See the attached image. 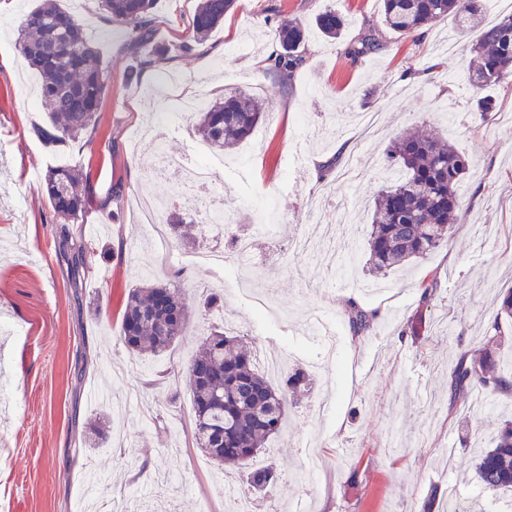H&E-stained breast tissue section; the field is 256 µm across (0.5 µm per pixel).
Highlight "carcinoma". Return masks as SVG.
Wrapping results in <instances>:
<instances>
[{"mask_svg":"<svg viewBox=\"0 0 512 512\" xmlns=\"http://www.w3.org/2000/svg\"><path fill=\"white\" fill-rule=\"evenodd\" d=\"M108 22L125 27L134 41L150 40L156 0H97ZM382 27H368L347 48L353 59L376 54L385 47L386 34L408 37L441 19L450 18L460 37L468 40L469 80L478 88L499 85L512 78V13L488 22L482 0H379ZM237 0H200L190 35L181 48L206 44ZM314 26L327 38L342 35L345 19L336 10L316 15ZM279 49L268 58V70L291 80L306 63L307 32L288 22L275 33ZM20 52L39 78L40 90L50 106L45 125L35 127L46 145L60 146L82 136L93 139L95 114L107 91L103 56L84 34L62 0H39L22 15ZM165 53L156 50L135 57L139 70L157 66ZM263 103L253 94L212 98L191 113L201 140L224 152L249 137L261 122ZM386 168L395 176L385 180L374 200L367 240L368 263L385 275L414 259H424L449 241L461 223L459 189L469 171L467 157L437 135L406 131L386 151ZM80 169L60 165L48 170L45 190L55 217L76 221L87 202L77 191ZM223 308L211 294L189 301L182 289L157 278L129 289L122 318L121 339L132 352L156 356L169 349L184 333L194 312L213 313ZM354 335L369 332L378 311L355 301L347 304ZM512 319V289L499 295L496 320L487 328L484 346L470 356L462 354L450 368L449 393L455 397L478 391L492 403L512 394V357L501 355L507 340L502 319ZM312 381V374L297 369L281 381H272L244 350L238 337L217 326L203 339L185 370V386L192 402V441L219 465L237 466L246 473L254 491L274 481L270 467L251 462L283 428L288 406ZM475 477L486 490L512 492V423L500 427L490 446L477 450Z\"/></svg>","mask_w":512,"mask_h":512,"instance_id":"1","label":"carcinoma"}]
</instances>
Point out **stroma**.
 <instances>
[{
    "label": "stroma",
    "mask_w": 512,
    "mask_h": 512,
    "mask_svg": "<svg viewBox=\"0 0 512 512\" xmlns=\"http://www.w3.org/2000/svg\"><path fill=\"white\" fill-rule=\"evenodd\" d=\"M0 9V512H78L79 488L96 479L101 500L125 512H224V487L235 483L265 512H420L431 488L467 501L494 504L498 493L473 478L474 450L489 444L512 399L476 413L474 393L448 395L451 363L478 349L498 312L497 296L512 288V79L487 89L468 82L461 54L445 51L454 34L444 19L409 38L390 36L386 51L360 60L350 42L379 23L378 0H239L205 44L180 45L199 0H158L151 48L164 50L161 66L128 80L130 38L110 24L96 0H63L100 48L109 86L92 143L45 146L35 136L49 110L24 80L29 67L17 46L25 6ZM341 12V38L313 32L315 16ZM309 26L305 67L282 82L264 60L276 49L284 21ZM184 91L207 79L216 94L260 96L269 120L225 151L219 181L241 235L255 236L254 272L231 260L198 263L210 246L202 214L184 210L179 169L155 175L135 146L133 132L155 116L161 145L181 166L194 156L184 120L169 109V75ZM494 99L499 118L474 112L478 97ZM421 126L448 138L471 161L460 188L469 211L452 238L430 257L384 276L369 270L366 234L379 170L391 140ZM351 145L336 151L339 141ZM82 170L89 205L63 227L44 191L47 170L60 160ZM336 168L319 181V165ZM120 201H113V194ZM156 197L180 216L178 246L161 249L138 223L139 203ZM348 205L356 237L336 243L341 265L323 267L294 255L291 240L307 223V203ZM118 219H108L109 211ZM97 245V268L73 283L60 253L64 233ZM440 283L419 336L403 335L419 305V286L432 274ZM161 277L188 299L221 288L224 317L255 355L278 353L289 368L316 362L311 391L289 409L284 429L260 454L276 481L252 494L241 472L225 471L190 436V396L184 371L215 321L192 315L185 335L164 353L141 357L121 340L129 288ZM355 299L379 318L365 336H352L345 302ZM104 306L107 317L95 316ZM326 401L319 423L306 414ZM103 417L107 438L85 448L87 419ZM453 449V463L443 459ZM317 452L309 470L306 456Z\"/></svg>",
    "instance_id": "obj_1"
}]
</instances>
